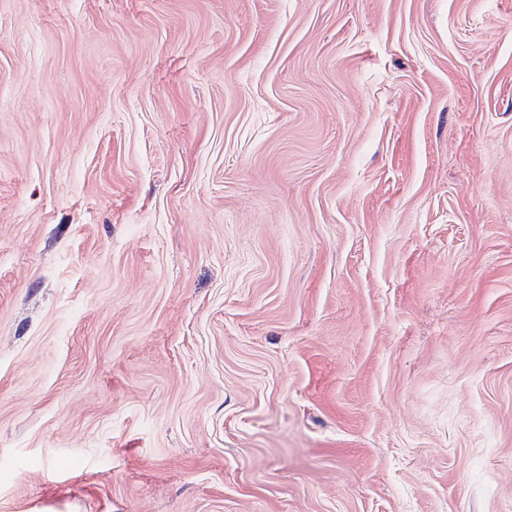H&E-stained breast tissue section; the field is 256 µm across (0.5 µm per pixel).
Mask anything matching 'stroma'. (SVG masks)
<instances>
[{
  "instance_id": "1",
  "label": "stroma",
  "mask_w": 512,
  "mask_h": 512,
  "mask_svg": "<svg viewBox=\"0 0 512 512\" xmlns=\"http://www.w3.org/2000/svg\"><path fill=\"white\" fill-rule=\"evenodd\" d=\"M0 512H512V0H0Z\"/></svg>"
}]
</instances>
